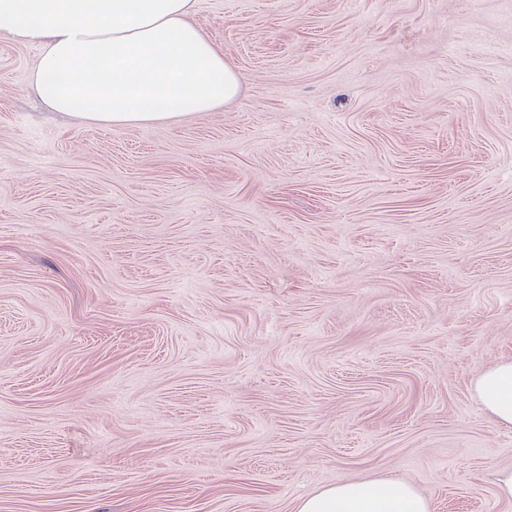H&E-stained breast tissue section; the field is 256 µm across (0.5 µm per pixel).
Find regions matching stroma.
I'll return each mask as SVG.
<instances>
[{
    "label": "stroma",
    "instance_id": "obj_1",
    "mask_svg": "<svg viewBox=\"0 0 512 512\" xmlns=\"http://www.w3.org/2000/svg\"><path fill=\"white\" fill-rule=\"evenodd\" d=\"M242 78L140 128L0 38V512H512V0H198ZM472 391L483 408L501 427L512 428V360L506 359L478 375ZM294 512H430V506L409 484L373 479L336 483L300 499Z\"/></svg>",
    "mask_w": 512,
    "mask_h": 512
}]
</instances>
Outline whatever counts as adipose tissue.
<instances>
[{"instance_id": "ef3b65f1", "label": "adipose tissue", "mask_w": 512, "mask_h": 512, "mask_svg": "<svg viewBox=\"0 0 512 512\" xmlns=\"http://www.w3.org/2000/svg\"><path fill=\"white\" fill-rule=\"evenodd\" d=\"M197 0H0V38L39 49L30 88L51 111L94 126L145 127L212 112L240 92L224 52L195 24ZM472 391L512 428V360ZM294 512H430L403 482L346 481L300 499Z\"/></svg>"}]
</instances>
